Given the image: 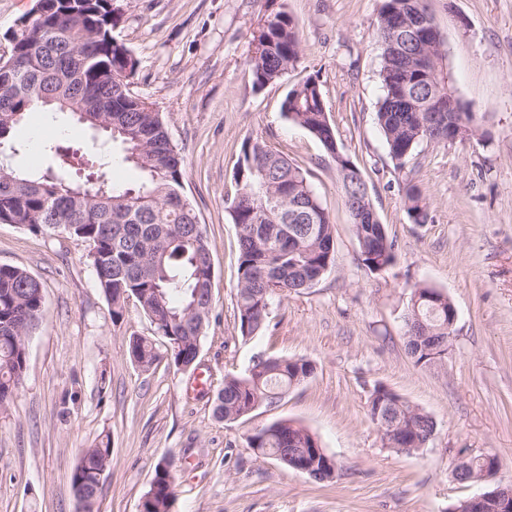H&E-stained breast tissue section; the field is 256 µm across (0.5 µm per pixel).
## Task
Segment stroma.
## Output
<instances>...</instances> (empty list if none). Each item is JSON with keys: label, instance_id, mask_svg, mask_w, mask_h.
I'll use <instances>...</instances> for the list:
<instances>
[{"label": "stroma", "instance_id": "35a3bbf8", "mask_svg": "<svg viewBox=\"0 0 512 512\" xmlns=\"http://www.w3.org/2000/svg\"><path fill=\"white\" fill-rule=\"evenodd\" d=\"M442 37L456 95L481 117L483 137L422 146L396 169L376 122L382 94L376 22L381 0H114L112 31L138 61L133 92L161 112L185 161V193L208 237L213 309L197 371L159 363L142 371L130 336L154 337L136 303L120 322L102 295L83 241L0 224V265L43 285L45 315L28 338V364L0 412V512H79L70 474L83 448L110 435L112 464L95 512H140L160 459L176 476L172 512H448L476 488L454 481L459 455L495 456L512 483V0H426ZM301 37L297 67L254 89L252 33L277 10ZM318 79L338 145L361 169L395 244L382 272L362 262L342 183L323 146L289 123L281 104L296 83ZM13 130L15 170L41 173L44 142L64 137L101 154L110 183L138 172L119 144L72 116L62 132ZM287 145L335 224V265L309 290L274 301L267 330L245 338L236 312L237 229L226 209L245 138ZM418 183L431 220L409 219L404 180ZM429 284L458 310L444 363L416 365L404 314L411 290ZM269 356L303 358L313 375L276 405L217 420L225 374ZM427 412L436 430L406 454L383 446L367 416L376 385ZM279 419L307 428L337 462L328 487L256 456L246 436Z\"/></svg>", "mask_w": 512, "mask_h": 512}]
</instances>
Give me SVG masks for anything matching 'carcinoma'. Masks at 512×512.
<instances>
[{
    "label": "carcinoma",
    "mask_w": 512,
    "mask_h": 512,
    "mask_svg": "<svg viewBox=\"0 0 512 512\" xmlns=\"http://www.w3.org/2000/svg\"><path fill=\"white\" fill-rule=\"evenodd\" d=\"M434 19L425 0H382L376 33L382 46L379 79L383 95L376 119L388 154L403 168L423 144H463L479 133L476 113H464V129H448L450 77L442 42L429 47L439 64L430 79L418 68L424 51L411 28L412 19ZM118 23L112 0H45L43 14L15 38L11 54L0 59V142L6 156L17 151L12 138L21 117L37 106L79 113L85 100H103L107 111L97 118L116 130L118 141L143 180L130 187L108 186L100 167L84 171V183L63 175L71 166L70 147L51 142L53 166L39 176L0 165V224L32 231H62L88 246L97 284L112 306V321L123 318L128 300H135L164 339L159 347L148 337L129 338L131 361L148 370L165 359L178 370L197 365L201 342L213 308L212 251L196 210L185 194L184 162L172 144L163 116L153 104L132 92L138 61L112 36ZM248 65L253 86L277 83L299 60L301 37L285 10L267 15L253 33ZM288 122L306 130L325 148L341 174L344 204L351 216L363 264L383 271L394 264L395 245L368 195L355 179L359 168L340 151L316 78L294 85L282 103ZM236 192L228 212L237 229L236 309L244 337L267 327L272 301L314 287L335 265L334 224L307 178V171L288 151L262 139L247 138L234 173ZM406 211L415 224L430 221V204L422 188L402 186ZM45 312L41 282L28 271L0 265V408L14 398L28 362L30 335ZM408 354L415 364L441 362L448 351L432 352V340L448 335V296L427 284L412 290L405 317ZM314 373L305 360L260 359L244 374L224 375L213 414L238 420L273 405ZM367 415L382 443L410 454L425 446L411 445L402 430H435L432 417L396 392L378 385ZM318 440L306 428L281 419L246 437V447L259 457L288 466L289 454H312ZM112 462L111 440L99 437L84 449L70 477L79 506L92 512L101 473ZM463 478L482 479L487 457L467 460ZM175 476L166 460L154 468L143 495L146 512H171Z\"/></svg>",
    "instance_id": "carcinoma-1"
}]
</instances>
